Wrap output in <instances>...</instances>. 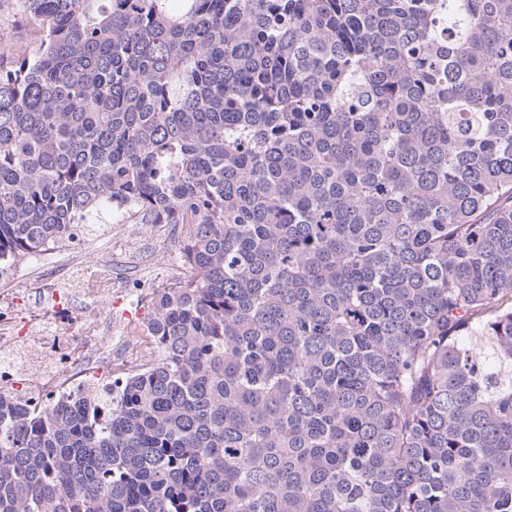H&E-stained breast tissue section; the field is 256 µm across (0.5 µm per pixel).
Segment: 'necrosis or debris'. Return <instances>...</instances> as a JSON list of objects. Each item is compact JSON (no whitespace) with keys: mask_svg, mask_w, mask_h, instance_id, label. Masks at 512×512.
<instances>
[{"mask_svg":"<svg viewBox=\"0 0 512 512\" xmlns=\"http://www.w3.org/2000/svg\"><path fill=\"white\" fill-rule=\"evenodd\" d=\"M11 291L0 290V391L10 392L29 405H42L97 381L99 363H115L117 371L140 368L144 346L137 337H125L120 361L112 359V332L107 322L76 323L74 331L34 329L21 335Z\"/></svg>","mask_w":512,"mask_h":512,"instance_id":"1","label":"necrosis or debris"}]
</instances>
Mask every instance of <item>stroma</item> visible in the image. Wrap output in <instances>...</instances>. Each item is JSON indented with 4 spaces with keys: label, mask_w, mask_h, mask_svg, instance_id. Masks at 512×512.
Instances as JSON below:
<instances>
[{
    "label": "stroma",
    "mask_w": 512,
    "mask_h": 512,
    "mask_svg": "<svg viewBox=\"0 0 512 512\" xmlns=\"http://www.w3.org/2000/svg\"><path fill=\"white\" fill-rule=\"evenodd\" d=\"M30 41L31 29L16 0H0V50L17 52ZM174 234L168 224H110L86 235L81 251L62 246L21 260L6 279H0V289H30L29 302L34 305L36 290L44 283L82 287L88 267L104 258L111 260V297L86 295L82 316L87 320L111 318L113 335L121 336L146 323L151 292L181 275L170 247Z\"/></svg>",
    "instance_id": "1"
}]
</instances>
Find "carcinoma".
Masks as SVG:
<instances>
[{
	"instance_id": "1",
	"label": "carcinoma",
	"mask_w": 512,
	"mask_h": 512,
	"mask_svg": "<svg viewBox=\"0 0 512 512\" xmlns=\"http://www.w3.org/2000/svg\"><path fill=\"white\" fill-rule=\"evenodd\" d=\"M0 278L173 224L151 365L0 392V512H512V0H20Z\"/></svg>"
}]
</instances>
